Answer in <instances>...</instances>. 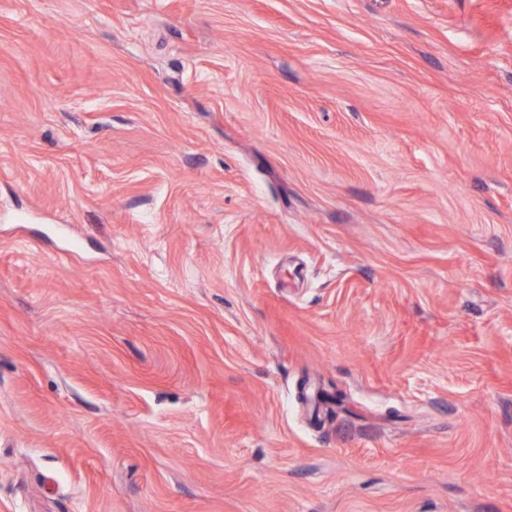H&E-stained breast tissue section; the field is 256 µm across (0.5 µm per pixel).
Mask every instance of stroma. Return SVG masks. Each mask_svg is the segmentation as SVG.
I'll use <instances>...</instances> for the list:
<instances>
[{"instance_id":"obj_1","label":"stroma","mask_w":512,"mask_h":512,"mask_svg":"<svg viewBox=\"0 0 512 512\" xmlns=\"http://www.w3.org/2000/svg\"><path fill=\"white\" fill-rule=\"evenodd\" d=\"M0 512H512V0H0Z\"/></svg>"}]
</instances>
